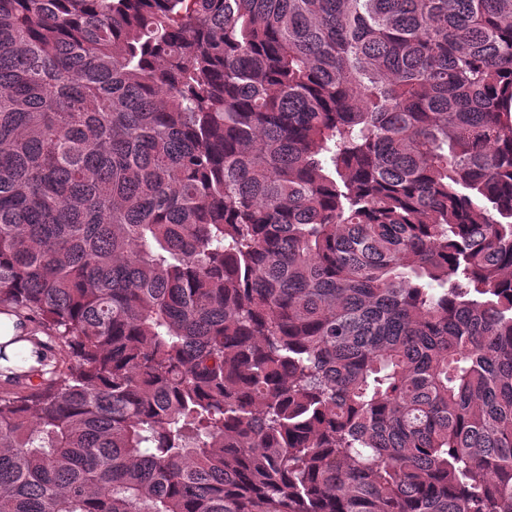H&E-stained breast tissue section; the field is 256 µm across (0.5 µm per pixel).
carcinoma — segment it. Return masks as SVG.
Here are the masks:
<instances>
[{
    "label": "carcinoma",
    "mask_w": 512,
    "mask_h": 512,
    "mask_svg": "<svg viewBox=\"0 0 512 512\" xmlns=\"http://www.w3.org/2000/svg\"><path fill=\"white\" fill-rule=\"evenodd\" d=\"M0 512H512V0H0Z\"/></svg>",
    "instance_id": "obj_1"
}]
</instances>
